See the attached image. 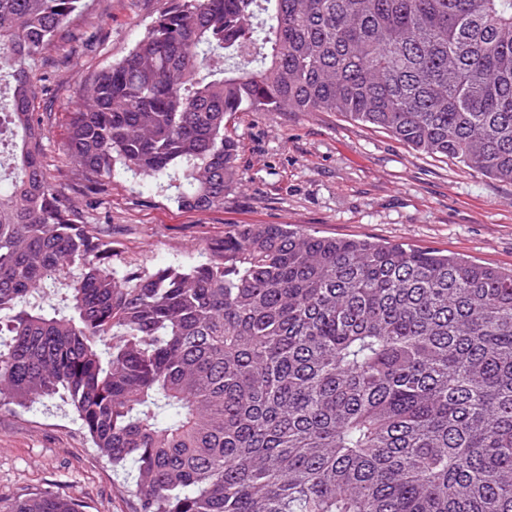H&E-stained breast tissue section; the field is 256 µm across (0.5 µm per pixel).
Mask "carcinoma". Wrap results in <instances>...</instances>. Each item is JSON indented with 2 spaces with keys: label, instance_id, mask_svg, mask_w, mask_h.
Instances as JSON below:
<instances>
[{
  "label": "carcinoma",
  "instance_id": "cac0c4a2",
  "mask_svg": "<svg viewBox=\"0 0 512 512\" xmlns=\"http://www.w3.org/2000/svg\"><path fill=\"white\" fill-rule=\"evenodd\" d=\"M86 0H0V406L61 393L139 512H512V269L235 224L117 275L47 181L30 62ZM337 112L512 183V0H171L83 87L67 154L224 206L237 112ZM61 283L62 306L32 299ZM0 512H79L47 492Z\"/></svg>",
  "mask_w": 512,
  "mask_h": 512
}]
</instances>
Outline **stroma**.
Wrapping results in <instances>:
<instances>
[{"label":"stroma","instance_id":"obj_1","mask_svg":"<svg viewBox=\"0 0 512 512\" xmlns=\"http://www.w3.org/2000/svg\"><path fill=\"white\" fill-rule=\"evenodd\" d=\"M169 0H88L36 60L46 177L112 242L121 275L189 265L234 224H290L324 236L448 251L512 268V183L421 155L333 112H239L238 183L220 208H180L175 190L118 174L94 182L66 154L85 80L122 58ZM128 469L102 457L68 400L0 408V500L48 491L81 512H135Z\"/></svg>","mask_w":512,"mask_h":512}]
</instances>
